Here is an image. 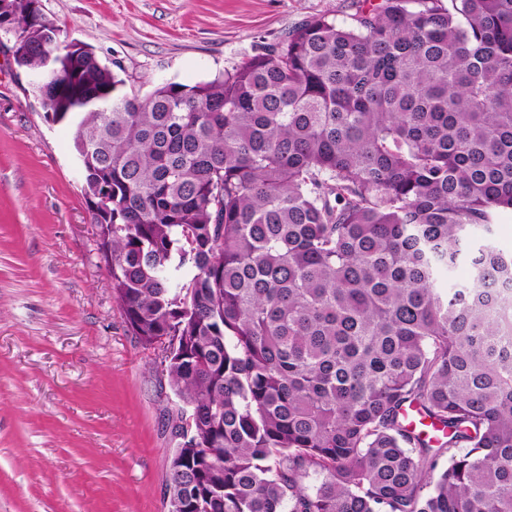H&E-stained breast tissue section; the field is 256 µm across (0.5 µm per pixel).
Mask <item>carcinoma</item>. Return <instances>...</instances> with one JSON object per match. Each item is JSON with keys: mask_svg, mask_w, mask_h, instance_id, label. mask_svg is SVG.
<instances>
[{"mask_svg": "<svg viewBox=\"0 0 512 512\" xmlns=\"http://www.w3.org/2000/svg\"><path fill=\"white\" fill-rule=\"evenodd\" d=\"M351 6L145 96L6 17L20 70L53 55L33 97L75 126L128 330L168 343L174 512H512V0ZM495 223L493 228L496 245L505 254L512 253V212L499 213Z\"/></svg>", "mask_w": 512, "mask_h": 512, "instance_id": "carcinoma-1", "label": "carcinoma"}]
</instances>
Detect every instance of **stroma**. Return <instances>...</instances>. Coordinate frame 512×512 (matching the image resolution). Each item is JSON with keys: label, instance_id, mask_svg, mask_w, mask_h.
<instances>
[{"label": "stroma", "instance_id": "stroma-1", "mask_svg": "<svg viewBox=\"0 0 512 512\" xmlns=\"http://www.w3.org/2000/svg\"><path fill=\"white\" fill-rule=\"evenodd\" d=\"M127 90L231 70L350 0H41ZM0 33V512H166L165 373L95 253L75 129L50 125Z\"/></svg>", "mask_w": 512, "mask_h": 512}]
</instances>
